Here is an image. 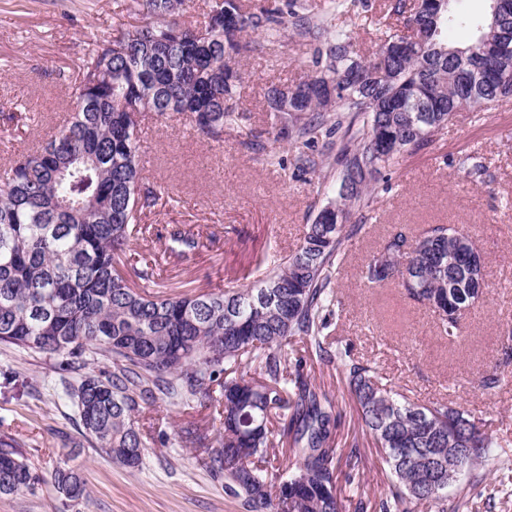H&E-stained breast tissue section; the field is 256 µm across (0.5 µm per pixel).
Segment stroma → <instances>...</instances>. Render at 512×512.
Returning <instances> with one entry per match:
<instances>
[{"label": "stroma", "instance_id": "obj_1", "mask_svg": "<svg viewBox=\"0 0 512 512\" xmlns=\"http://www.w3.org/2000/svg\"><path fill=\"white\" fill-rule=\"evenodd\" d=\"M139 18L129 0H0V169L72 109L87 49L134 29ZM255 49L240 62L241 125L221 140L197 134L179 115L153 117L140 130L141 155L163 197L147 209V232L137 251L163 250L172 225L198 232L203 246L191 262L169 263L148 289L170 295L240 288L301 242L307 224L332 196L336 170L300 169L295 152L274 139L265 92L292 86L310 72L307 40L289 30L274 39L255 37ZM475 156L482 178L467 175L458 161ZM367 220L340 264L337 276L342 316L331 334L352 343L355 357L369 360L389 383L412 400L442 399L460 405L502 440L512 442V98L473 114L456 113L418 153L389 171L372 194ZM444 224L469 233L485 266L487 286L461 319V339L443 338L429 308L395 283L370 287L360 269L396 227L420 231ZM19 371L35 391L6 383ZM497 383L486 390L483 379ZM63 375L52 359L0 344V436H19L16 454L35 482L0 497V512H62L50 473L62 461L83 472L88 498L73 512H247L229 495L222 475L198 460L211 450L214 422L192 405L144 406L136 423L146 448L130 470L90 447L68 451L77 438L74 411L60 400ZM198 426L201 442L183 443L176 429ZM362 487L342 485L346 512H375L387 474L379 452L364 445ZM483 495L470 512H512V470L496 459L476 468Z\"/></svg>", "mask_w": 512, "mask_h": 512}]
</instances>
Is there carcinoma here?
I'll use <instances>...</instances> for the list:
<instances>
[{
    "label": "carcinoma",
    "instance_id": "1",
    "mask_svg": "<svg viewBox=\"0 0 512 512\" xmlns=\"http://www.w3.org/2000/svg\"><path fill=\"white\" fill-rule=\"evenodd\" d=\"M349 0H330L324 16L302 14L300 0L259 10L222 0L192 27L178 16L186 0H136L140 24L89 48L75 109L37 150H20L0 179V343L44 354L74 374L64 382L80 440L137 469L145 443L134 424L157 400L218 410L215 449L199 462L224 475L247 512H343L333 437L339 401L313 384L290 352L297 343L336 366L364 430L389 474L377 512H469L480 483L428 481L448 468V449L467 448V472L495 457L512 464L502 440L467 411L426 404L383 383L352 347L330 340L340 317L333 272L363 225L383 172L400 165L445 128L456 112L512 96V0L462 45L448 41L457 0H383L387 29L367 58L335 24ZM314 45L311 74L292 88L272 86L267 104L275 139L297 149L306 167L325 165L304 147L336 134L335 196L307 225L301 245L245 288L171 296L137 291L118 265L134 250L144 210L159 194L141 162L139 118L188 114L205 137L247 119L238 106L237 59L252 51L247 32L279 36L288 28ZM336 84L333 99L318 87ZM195 234L175 227L154 262L134 270L144 282L157 262L189 260ZM476 247L465 232L435 225L399 230L369 254V285L396 280L414 300L462 311L477 301ZM105 368H100V365ZM291 440L288 462L271 463V419ZM0 494L31 485L28 466L1 438ZM345 482L363 480L358 442L346 455ZM63 494L89 495L82 472L63 461L51 472Z\"/></svg>",
    "mask_w": 512,
    "mask_h": 512
}]
</instances>
